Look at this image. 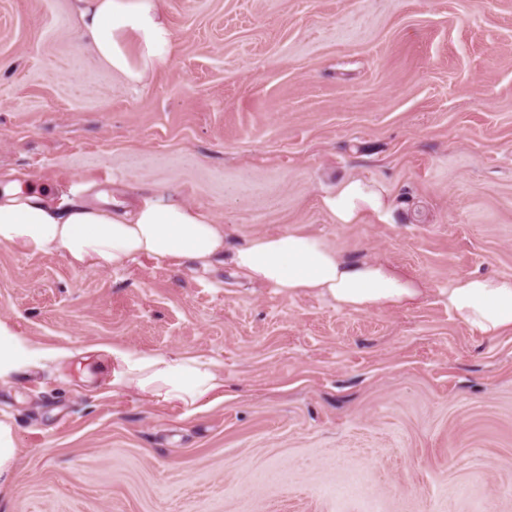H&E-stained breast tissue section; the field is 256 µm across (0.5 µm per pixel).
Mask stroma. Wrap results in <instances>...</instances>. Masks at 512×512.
I'll list each match as a JSON object with an SVG mask.
<instances>
[{"instance_id": "obj_1", "label": "stroma", "mask_w": 512, "mask_h": 512, "mask_svg": "<svg viewBox=\"0 0 512 512\" xmlns=\"http://www.w3.org/2000/svg\"><path fill=\"white\" fill-rule=\"evenodd\" d=\"M131 83L73 0H0V184L55 203L178 190L226 248L299 226L426 288L352 312L220 265L76 270L0 247V323L50 351L0 383V512H512V333L448 311L512 276V0H160ZM358 179L382 213L338 224ZM224 366L197 411L112 392L110 348ZM320 205L334 222L357 224L366 212H378L383 202L362 181L352 179L342 183L337 193L321 197ZM15 448L12 424L6 420H0V479L7 480L11 474Z\"/></svg>"}]
</instances>
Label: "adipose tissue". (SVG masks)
Listing matches in <instances>:
<instances>
[{
  "instance_id": "1",
  "label": "adipose tissue",
  "mask_w": 512,
  "mask_h": 512,
  "mask_svg": "<svg viewBox=\"0 0 512 512\" xmlns=\"http://www.w3.org/2000/svg\"><path fill=\"white\" fill-rule=\"evenodd\" d=\"M79 35L97 57L128 81L165 64L172 32L158 0H75ZM136 51H129V41ZM41 186H0V246L25 254L59 252L81 269L120 270L141 257L189 263L200 275L230 262L248 280L290 297L325 298L338 308L388 310L417 301L423 284L392 265L347 257L321 235L295 228L259 234L232 251L224 227L205 209L187 204L177 190L140 197L119 211L72 198L53 205ZM320 205L332 219L354 224L383 202L362 181L342 183ZM448 311L483 336L512 333V276L452 278L443 291ZM224 368L179 354L112 351V390L173 402L189 412L210 392L223 389Z\"/></svg>"
}]
</instances>
